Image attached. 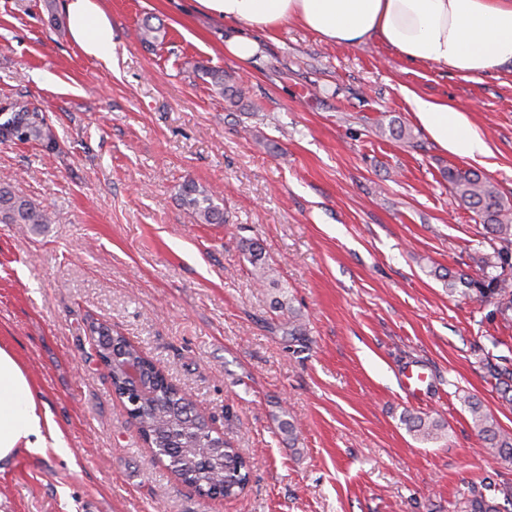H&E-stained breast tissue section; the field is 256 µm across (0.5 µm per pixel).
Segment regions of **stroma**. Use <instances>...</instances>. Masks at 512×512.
I'll return each mask as SVG.
<instances>
[{
	"instance_id": "stroma-1",
	"label": "stroma",
	"mask_w": 512,
	"mask_h": 512,
	"mask_svg": "<svg viewBox=\"0 0 512 512\" xmlns=\"http://www.w3.org/2000/svg\"><path fill=\"white\" fill-rule=\"evenodd\" d=\"M100 2L108 65L72 41L64 0H0V103L40 108L56 141L0 144V184L51 215L38 229L0 223V346L65 441L0 473V512H460V489L512 486L467 407L512 434V405L484 369L512 367V310L449 289L480 279L492 247L443 177L478 170L512 200V62L469 80L291 21L242 63L191 0ZM146 19L159 27L151 45ZM200 63L235 72L242 105ZM406 88L468 109L490 156L438 147ZM385 114L411 142L379 129ZM187 180L226 223L181 206ZM249 239L277 287L255 284ZM278 296L302 319L299 341L280 329ZM93 321L141 347L252 458L244 496L202 497L154 460L95 356ZM411 368L430 382L419 399L398 380ZM410 413L444 423L441 438L416 440Z\"/></svg>"
}]
</instances>
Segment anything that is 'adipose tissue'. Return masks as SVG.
Returning <instances> with one entry per match:
<instances>
[{"instance_id":"ef3b65f1","label":"adipose tissue","mask_w":512,"mask_h":512,"mask_svg":"<svg viewBox=\"0 0 512 512\" xmlns=\"http://www.w3.org/2000/svg\"><path fill=\"white\" fill-rule=\"evenodd\" d=\"M201 12L243 24L248 34L225 38L227 55L247 62L260 52L251 31L295 21L322 41L355 46L380 41L398 56L465 78L512 62V0H195ZM70 36L87 56L112 57V22L99 0H66ZM418 124L444 151L470 159L489 153L464 108L405 90ZM14 352L0 346V465L21 451L64 447Z\"/></svg>"}]
</instances>
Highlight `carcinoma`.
<instances>
[{
	"mask_svg": "<svg viewBox=\"0 0 512 512\" xmlns=\"http://www.w3.org/2000/svg\"><path fill=\"white\" fill-rule=\"evenodd\" d=\"M203 71L224 101L237 105L246 97L247 89L232 73L206 67ZM8 141L36 142L47 149L56 147L40 111L17 101L0 106V143ZM444 178L454 199L476 213L483 220L489 240L500 244L481 260L482 278L476 282L477 291L482 296L498 299L504 309H511L512 284L490 270L512 264V221L508 217L512 205L492 181L476 170L450 169L444 173ZM179 196L182 204L194 211L202 223L226 222L224 210L214 204L212 194L194 181L183 182ZM0 223L31 224L39 228L49 223V215L46 209L15 194L10 187L0 186ZM244 255L252 266L254 279L275 284V268L258 241H248ZM105 331L112 333V345L123 355V359L109 365L114 392L119 396L124 394L127 375L123 365L126 363L138 367L143 384L151 390L152 396L129 414L155 455L168 458L176 477L196 489L216 490L226 499L245 494L251 479L250 458L213 429L194 425L184 412L185 408L193 406L188 395L138 347L105 323L92 322L87 328L91 336H101ZM486 369L501 385L503 398L512 402V369L492 362L487 363ZM465 403L471 414L472 427L487 448L495 457L511 462L512 435L504 432L479 403L470 399ZM405 422L409 432L421 441L438 439L443 429L439 421L417 415L407 416ZM459 504L463 512H501L500 503L475 486L461 493Z\"/></svg>",
	"mask_w": 512,
	"mask_h": 512,
	"instance_id": "carcinoma-1",
	"label": "carcinoma"
}]
</instances>
